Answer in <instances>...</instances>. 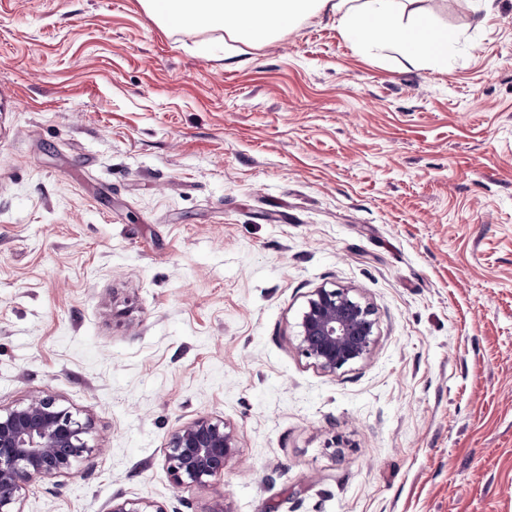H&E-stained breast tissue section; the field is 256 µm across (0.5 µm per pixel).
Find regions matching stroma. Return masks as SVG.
<instances>
[{"label":"stroma","mask_w":512,"mask_h":512,"mask_svg":"<svg viewBox=\"0 0 512 512\" xmlns=\"http://www.w3.org/2000/svg\"><path fill=\"white\" fill-rule=\"evenodd\" d=\"M448 64L322 12L230 49L140 0H0V408L98 454L22 512H512V0H423ZM370 355L297 349L318 287ZM223 419L176 485L173 431ZM374 311L344 288L311 292L300 322L297 348L327 374L364 360L375 342ZM235 448V436L223 420L203 417L170 435L165 463L176 485L202 484L224 473Z\"/></svg>","instance_id":"obj_1"}]
</instances>
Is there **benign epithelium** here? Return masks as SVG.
<instances>
[{
  "label": "benign epithelium",
  "mask_w": 512,
  "mask_h": 512,
  "mask_svg": "<svg viewBox=\"0 0 512 512\" xmlns=\"http://www.w3.org/2000/svg\"><path fill=\"white\" fill-rule=\"evenodd\" d=\"M374 311L344 288L311 292L300 322L297 348L321 371L334 375L364 360L374 345ZM81 421L48 392L0 409V512H20L23 492L35 481L68 478L72 463L96 452ZM236 448L221 419L203 417L175 430L165 463L177 485L202 484L224 473ZM109 512H162L146 500L112 499Z\"/></svg>",
  "instance_id": "1"
}]
</instances>
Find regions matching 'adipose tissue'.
<instances>
[{"label":"adipose tissue","instance_id":"1","mask_svg":"<svg viewBox=\"0 0 512 512\" xmlns=\"http://www.w3.org/2000/svg\"><path fill=\"white\" fill-rule=\"evenodd\" d=\"M158 23L185 29L221 30L235 42L255 45L288 31L306 17L327 10L336 15L349 42L381 44L408 55L447 62L455 45L435 28L417 0H140Z\"/></svg>","mask_w":512,"mask_h":512}]
</instances>
